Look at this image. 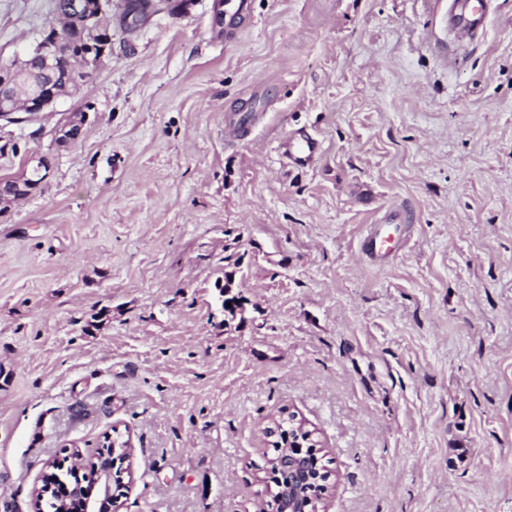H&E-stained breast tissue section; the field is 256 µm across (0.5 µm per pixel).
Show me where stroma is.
Wrapping results in <instances>:
<instances>
[{
	"label": "stroma",
	"mask_w": 512,
	"mask_h": 512,
	"mask_svg": "<svg viewBox=\"0 0 512 512\" xmlns=\"http://www.w3.org/2000/svg\"><path fill=\"white\" fill-rule=\"evenodd\" d=\"M212 8L128 29L112 0L80 92L0 123V180L51 163L0 213V512L114 431L119 512H255L288 413L322 512H512V0L463 39L448 0H250L227 40ZM54 19L0 0V62ZM395 216L402 249L371 259ZM322 151L321 141L311 135L301 136L288 143L285 153L299 164L304 165L309 159ZM374 225L364 244L365 250L373 257L386 258L395 247V238H392L390 234L385 235L384 228L377 227L379 224Z\"/></svg>",
	"instance_id": "stroma-1"
}]
</instances>
